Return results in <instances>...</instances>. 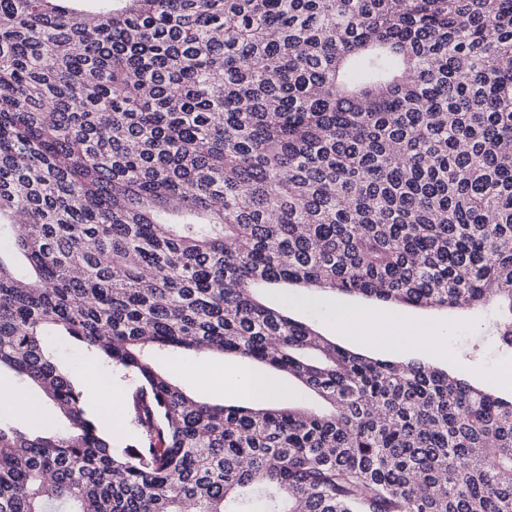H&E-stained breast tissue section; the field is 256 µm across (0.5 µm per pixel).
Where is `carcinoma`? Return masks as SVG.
Returning <instances> with one entry per match:
<instances>
[{
	"instance_id": "cac0c4a2",
	"label": "carcinoma",
	"mask_w": 512,
	"mask_h": 512,
	"mask_svg": "<svg viewBox=\"0 0 512 512\" xmlns=\"http://www.w3.org/2000/svg\"><path fill=\"white\" fill-rule=\"evenodd\" d=\"M512 0H0V512H512V398L352 351L275 285L498 304L512 353ZM122 373L117 448L46 337ZM314 401L208 404L154 353ZM21 385L13 372L2 370L0 374V392L19 391ZM27 392L24 395L31 401L37 410V415L30 416L33 413V407L28 399L20 393H9L7 395L0 393V408L14 412L17 415L1 413L0 418L13 423L15 427L29 434H41L47 429L44 409L46 408L44 400L39 392L24 387Z\"/></svg>"
}]
</instances>
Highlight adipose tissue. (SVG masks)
Masks as SVG:
<instances>
[{
  "label": "adipose tissue",
  "instance_id": "adipose-tissue-1",
  "mask_svg": "<svg viewBox=\"0 0 512 512\" xmlns=\"http://www.w3.org/2000/svg\"><path fill=\"white\" fill-rule=\"evenodd\" d=\"M336 319L358 336L369 341L381 339L386 328H393L397 333L398 344L404 350L419 349L430 353L443 344L442 337L431 335L429 327L401 319L389 324L369 310H342L337 312Z\"/></svg>",
  "mask_w": 512,
  "mask_h": 512
}]
</instances>
